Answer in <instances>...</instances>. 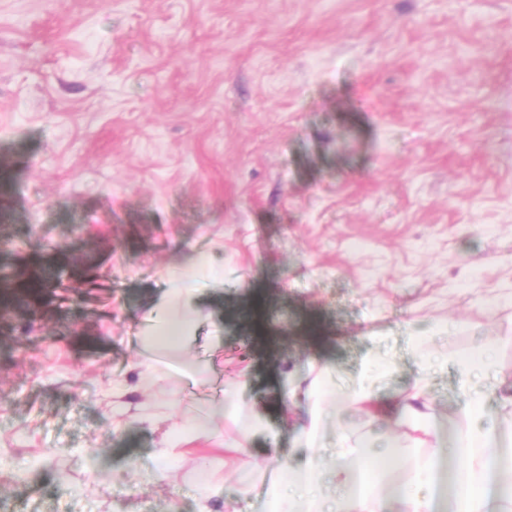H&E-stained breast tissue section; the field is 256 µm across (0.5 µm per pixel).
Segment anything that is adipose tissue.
Segmentation results:
<instances>
[{
	"label": "adipose tissue",
	"instance_id": "ef3b65f1",
	"mask_svg": "<svg viewBox=\"0 0 512 512\" xmlns=\"http://www.w3.org/2000/svg\"><path fill=\"white\" fill-rule=\"evenodd\" d=\"M469 364H462L460 412L465 428L448 432L428 423L429 403L425 398L426 376H419L413 392L390 408L393 416L406 415L418 436L415 446L426 448L425 456L395 452L394 460L414 468L425 476L433 491L419 494L406 485L393 486L382 492L369 487L353 463V457L385 456V449L374 445L340 450L330 471L317 465L289 468L291 490L273 483L269 512H321L315 489L329 483L336 489L330 512H487L485 496L471 492L475 482H490L500 512H512V373L494 371L493 389L503 415V424L488 427L482 422V405L486 392L471 381Z\"/></svg>",
	"mask_w": 512,
	"mask_h": 512
}]
</instances>
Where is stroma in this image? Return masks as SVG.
<instances>
[{"label": "stroma", "instance_id": "35a3bbf8", "mask_svg": "<svg viewBox=\"0 0 512 512\" xmlns=\"http://www.w3.org/2000/svg\"><path fill=\"white\" fill-rule=\"evenodd\" d=\"M200 254L208 379L177 386L143 339ZM25 266L50 291L0 317V512H266L281 462L407 445L333 396L397 402L428 359L463 426V355L512 372V0H0V269ZM317 379L311 442L283 391ZM236 380L257 428L206 418Z\"/></svg>", "mask_w": 512, "mask_h": 512}]
</instances>
